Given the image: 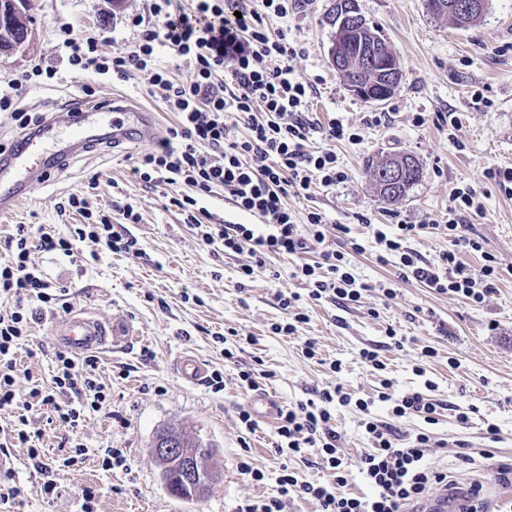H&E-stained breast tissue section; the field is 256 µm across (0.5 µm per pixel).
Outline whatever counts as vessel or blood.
Segmentation results:
<instances>
[{
	"instance_id": "obj_1",
	"label": "vessel or blood",
	"mask_w": 512,
	"mask_h": 512,
	"mask_svg": "<svg viewBox=\"0 0 512 512\" xmlns=\"http://www.w3.org/2000/svg\"><path fill=\"white\" fill-rule=\"evenodd\" d=\"M157 134L153 113L111 102L70 100L63 111L49 113L27 138L28 143L43 148L39 166L28 164L22 148L0 149V214L11 212L52 174L66 171L78 155L101 145L149 141ZM54 331L67 348L79 354L125 346L134 335L130 325H108L89 312L65 316L55 323ZM176 367L187 382L204 378L205 368L193 356L180 355Z\"/></svg>"
}]
</instances>
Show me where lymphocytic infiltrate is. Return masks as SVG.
<instances>
[{"label":"lymphocytic infiltrate","instance_id":"lymphocytic-infiltrate-1","mask_svg":"<svg viewBox=\"0 0 512 512\" xmlns=\"http://www.w3.org/2000/svg\"><path fill=\"white\" fill-rule=\"evenodd\" d=\"M293 0H255L249 10L238 0H150L146 14L135 16L133 26L141 35L131 46L107 53L104 31L86 34L65 29L62 46L75 71L95 75L114 74L128 80L147 75L150 95L159 97L177 115L161 148L142 153L132 168L133 175L149 187L166 185L170 202L184 214L185 223L198 227L203 246L222 245L225 253L249 252L252 264L241 275L253 277L270 255H296L317 248L319 259L298 265L293 276L308 286L315 301L354 304L369 286L349 268L344 253L330 243L328 224L319 209L296 217L288 208V195L311 197L320 187L331 188L348 178L335 150L309 149L317 125L308 104L313 84L297 80L288 63L294 53L288 31L275 28L271 19L287 18ZM176 58L187 74L174 79L161 63L162 54ZM99 186L91 176L82 191L70 194L68 208L84 224L66 233L34 232L16 225L5 240L7 260L0 262V296L13 300L8 313H0V412L10 413L11 437L27 448L35 463H42L41 428L34 413L49 408L59 425L77 430L85 412L107 406V387L96 375L97 359L76 358L55 352L51 379L33 377L20 365L36 314L31 300L53 310L66 309V289L48 281L30 261L32 252H59L74 257L75 242L90 243L103 252L138 254L135 238L115 231L113 218L138 223L133 206L113 201L111 214L92 221L87 198ZM223 192L242 212L257 216L254 224H204L205 207L200 199ZM480 190L466 184L456 188L448 207L444 229L451 250L437 260L425 261L411 248L408 239L423 232L420 224L398 225L387 233L376 227L372 238L378 248L376 259L398 260V279L416 281L440 294H453L472 303H482L494 289L496 261L484 255L480 268L463 263L459 248L480 251L479 241L460 236L458 228L467 217L483 213ZM308 234H300L299 224ZM29 383L28 398L18 401L15 384ZM72 394L73 402L60 404L56 397ZM387 404L392 423L372 416L375 403ZM355 405L362 413L361 425L370 442L358 462V470L371 492L359 497L346 493L348 477L336 448L332 427V404ZM437 405L426 394L379 393L377 398L352 399L341 389L319 391L317 399L283 405L278 409V453L289 457H314L329 480L304 479L282 470L277 478V496L238 506L237 512H283L284 500L298 496L317 501L319 512H402L420 502L427 487L442 484L446 475L427 461L432 437L422 431L404 435L398 419L419 417L435 424Z\"/></svg>","mask_w":512,"mask_h":512}]
</instances>
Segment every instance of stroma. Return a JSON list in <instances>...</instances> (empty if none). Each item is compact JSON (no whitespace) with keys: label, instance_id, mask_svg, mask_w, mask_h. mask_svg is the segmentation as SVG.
I'll return each mask as SVG.
<instances>
[{"label":"stroma","instance_id":"stroma-1","mask_svg":"<svg viewBox=\"0 0 512 512\" xmlns=\"http://www.w3.org/2000/svg\"><path fill=\"white\" fill-rule=\"evenodd\" d=\"M332 4L297 0L281 25L297 50L289 60L295 77L316 88L310 110L320 131L312 144L334 149L349 179L318 188L308 199L289 196L288 207L299 216L319 209L328 223L338 225L335 248L368 291L359 304L348 307L303 297L304 287L291 273L297 264L315 261L313 251L269 256L253 278L241 280L239 269L249 263V255L227 256L201 246L165 187H145L132 175L133 144L76 158L66 172L36 188L11 217H0V241L19 224L51 231L66 222L80 223L76 214L62 218L58 206L90 176L99 175L90 210L98 216L108 212L112 201L131 204L140 220L120 231L138 240L141 255L94 258L88 244L80 242L78 262L43 252L32 253L31 261L48 281L67 287L72 309H91L106 323L130 322L138 334L130 345L98 358L97 373L110 398L106 412L86 413L80 423L78 436L87 450L83 463L59 467L69 454L66 433L44 418L39 424L46 468H37L25 448H9L12 483L20 490L10 512H79V492L87 486L100 491L97 512H236L246 501L276 496L282 466L310 479H326L320 468L276 452L277 419L258 416L253 393L240 385L243 371L268 374L265 390L279 404L305 401L318 390L339 386L374 398V415L383 421L389 413L377 396L384 382H392L398 393L428 389L441 406L436 424L403 419L402 431L413 435L430 430L431 467L462 485L490 491V512L512 507V483L495 475L501 464H512V198L482 177L486 168L512 167V0H488L483 14L465 28L432 15L425 0H358L367 22L388 39L402 71L399 89L382 104L354 96L329 65L327 52L336 37ZM31 5L27 50L0 55V81L31 75L19 91V106L31 112L58 111L86 83L96 101L128 99L155 112L163 130L175 122L162 100L149 95L146 75L87 81L70 71L60 47V29L67 25L77 31L105 29L108 53L131 45L140 32L127 19L143 13L148 0H31ZM39 65L56 67L57 78L34 75ZM477 91L488 105L474 104L471 95ZM448 112L460 119L457 133L442 124L441 116ZM339 122L357 128L359 140L328 139ZM397 153L415 157L422 176L403 200L389 203L376 191L367 166ZM465 184L479 185L484 211L461 234L478 240L483 250H464L460 257L477 269L486 252L499 267L494 291L483 303L439 294L414 281L395 282L394 263L382 264L370 253L352 250L351 241L366 239L367 223L390 228L433 223L436 231L413 237L409 246L426 260L436 259L448 249L439 226L448 220L451 191ZM390 281L395 293L387 297L380 286ZM289 291L301 293L296 309L310 317L297 336L272 331L285 317L279 295ZM37 310L31 329L35 353L22 356L21 363L34 376L47 378L61 345L53 314L42 304ZM390 327L396 338L388 337ZM221 334L226 342H218ZM307 339L316 345V358L302 352ZM427 347L434 355L425 359L421 352ZM228 348L234 352L230 360L224 357ZM363 348L377 349L385 369L363 363L358 356ZM186 351L207 372L223 374V390L179 376L173 361ZM334 360L341 362V372L330 371ZM420 360L426 368L422 374L415 370ZM243 410L257 415L255 430L240 422ZM461 411L468 413V423L457 422ZM333 413L338 453L349 469L346 490L367 495L370 489L358 472L359 457L370 446L361 414L352 404L335 406ZM491 425L496 428L492 434L487 431ZM173 429L186 430L216 450L215 478L200 500L175 498L163 486L151 448L159 434ZM109 445L123 449L125 467H102L103 449ZM243 462L262 472L263 480L242 474ZM49 479L58 487L51 500L42 493Z\"/></svg>","mask_w":512,"mask_h":512}]
</instances>
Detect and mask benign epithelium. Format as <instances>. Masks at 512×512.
I'll return each mask as SVG.
<instances>
[{
  "label": "benign epithelium",
  "instance_id": "7a95c632",
  "mask_svg": "<svg viewBox=\"0 0 512 512\" xmlns=\"http://www.w3.org/2000/svg\"><path fill=\"white\" fill-rule=\"evenodd\" d=\"M6 7L12 17V26L24 23L23 7L26 0H5L0 8ZM333 22L340 36H354L351 41L356 52L344 53L341 43L335 41L328 50L330 66L336 72L354 73L348 83V89L356 97L365 101H378L391 96L400 81L398 60L389 44L377 36L360 13L358 0H333ZM484 6L483 0H449L448 12L458 14L464 19L473 11ZM415 167L413 161L403 158L387 157L385 166L377 177L378 191L387 198L397 196L396 189L404 184L405 170ZM153 455L161 462L170 460L183 466L187 474L186 486L192 493L207 489L210 474L209 461L200 457L198 450L187 448L176 438H167L156 442Z\"/></svg>",
  "mask_w": 512,
  "mask_h": 512
}]
</instances>
